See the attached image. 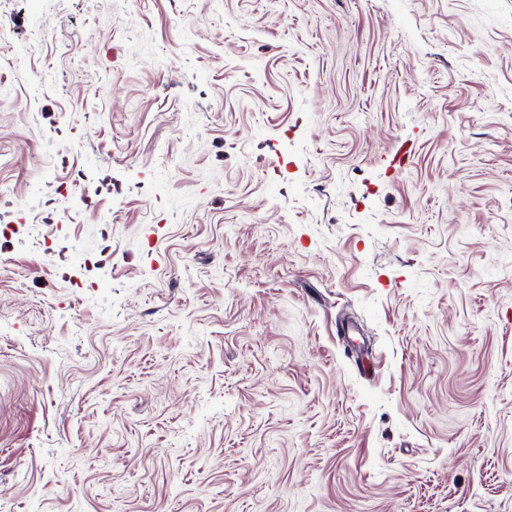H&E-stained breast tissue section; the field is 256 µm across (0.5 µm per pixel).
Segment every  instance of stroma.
<instances>
[{
    "instance_id": "1",
    "label": "stroma",
    "mask_w": 512,
    "mask_h": 512,
    "mask_svg": "<svg viewBox=\"0 0 512 512\" xmlns=\"http://www.w3.org/2000/svg\"><path fill=\"white\" fill-rule=\"evenodd\" d=\"M0 21V512H512V0Z\"/></svg>"
}]
</instances>
